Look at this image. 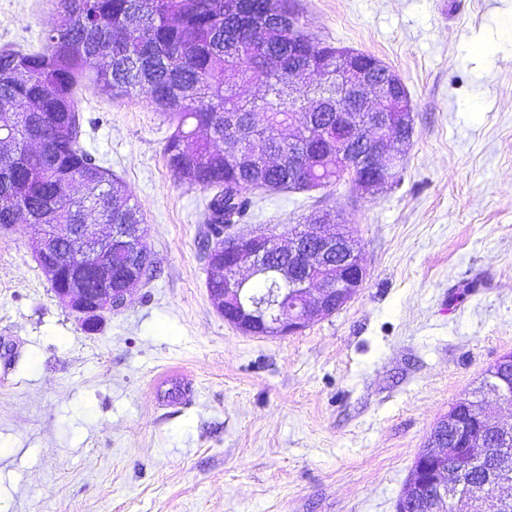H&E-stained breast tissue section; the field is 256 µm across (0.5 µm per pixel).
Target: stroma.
Here are the masks:
<instances>
[{
  "mask_svg": "<svg viewBox=\"0 0 512 512\" xmlns=\"http://www.w3.org/2000/svg\"><path fill=\"white\" fill-rule=\"evenodd\" d=\"M316 41L402 79L414 132L396 184L251 190L241 233L350 220L368 270L342 310L284 337L212 306L208 190L180 183L144 94L78 89L82 146L131 191L155 270L84 331L29 244L0 232V512H395L450 404L512 353V0H293ZM56 0H0V48ZM192 378L188 404L157 390Z\"/></svg>",
  "mask_w": 512,
  "mask_h": 512,
  "instance_id": "35a3bbf8",
  "label": "stroma"
}]
</instances>
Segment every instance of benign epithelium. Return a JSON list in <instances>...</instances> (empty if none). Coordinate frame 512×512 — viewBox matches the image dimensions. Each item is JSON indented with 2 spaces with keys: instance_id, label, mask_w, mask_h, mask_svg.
<instances>
[{
  "instance_id": "7a95c632",
  "label": "benign epithelium",
  "mask_w": 512,
  "mask_h": 512,
  "mask_svg": "<svg viewBox=\"0 0 512 512\" xmlns=\"http://www.w3.org/2000/svg\"><path fill=\"white\" fill-rule=\"evenodd\" d=\"M359 55L352 49L343 52L320 77L324 84L336 85V101L349 98L368 113L362 125L350 112L336 111L326 117L338 129H352L355 137L336 141V151L325 155L322 163L340 175H349L365 193L375 196L400 173V155L394 152L391 139L411 142L413 108L409 101L401 103L402 111L392 106L394 86L402 84L399 75L380 81L356 64ZM317 99L311 92L288 98L294 109L293 124L304 122L303 116ZM313 223L315 231L296 228L286 244L276 234L256 231L238 234L230 244L212 248L209 268L213 277L224 278V290L211 300L224 320L249 335L291 336L336 313L355 297L367 269L351 224L326 212L315 216ZM140 228L139 224H66L60 230L55 224H44L31 241V251L48 281L57 278L56 259L68 261L65 287L53 293L60 305L82 316L86 329H94L104 314L123 309L130 289L145 278L146 268L139 258L146 252V239ZM114 242L129 256L128 271L120 275L110 264ZM285 253L288 269L278 271L284 287L254 294L252 282L268 274V258ZM438 426L455 433L456 448L448 450L431 440L430 453L414 468L400 499L420 502L433 512H467L463 504L470 501V495L458 493L457 488L475 474L477 460L460 458V451L475 443L459 434L452 410Z\"/></svg>"
}]
</instances>
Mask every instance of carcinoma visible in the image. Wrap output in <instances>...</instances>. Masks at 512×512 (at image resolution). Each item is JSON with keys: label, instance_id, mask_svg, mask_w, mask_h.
Masks as SVG:
<instances>
[{"label": "carcinoma", "instance_id": "obj_1", "mask_svg": "<svg viewBox=\"0 0 512 512\" xmlns=\"http://www.w3.org/2000/svg\"><path fill=\"white\" fill-rule=\"evenodd\" d=\"M336 57L298 24L290 0H58V21L32 49L0 50V112L21 118L15 142L0 151V226L141 224L132 194L79 142L76 89L87 79L115 96L133 91L175 122L164 153L175 176L211 191L210 235L247 215L251 189L301 188L297 161L313 177L338 183L320 166L336 146V124L324 137L277 135L288 126V63L304 76ZM259 81L266 94L245 99L240 84ZM265 114L264 123L254 114ZM233 118L228 128L225 116ZM243 132L244 159L231 161L214 143ZM80 184L77 198L67 188ZM512 381V362L486 369L483 382Z\"/></svg>", "mask_w": 512, "mask_h": 512}]
</instances>
